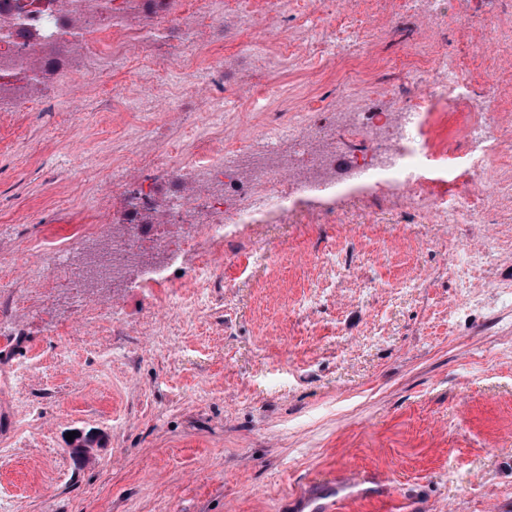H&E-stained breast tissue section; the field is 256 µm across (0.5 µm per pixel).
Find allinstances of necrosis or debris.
<instances>
[{"label":"necrosis or debris","mask_w":512,"mask_h":512,"mask_svg":"<svg viewBox=\"0 0 512 512\" xmlns=\"http://www.w3.org/2000/svg\"><path fill=\"white\" fill-rule=\"evenodd\" d=\"M130 0H70L73 13L84 23L82 34L91 49H98L99 35L116 28ZM149 27L127 35V44L117 50L123 67L152 76L142 54L131 44L161 37L174 10L186 11L196 25L185 37L196 45L200 33L213 25L225 6L242 16L251 27L263 24V13L255 0H137ZM50 35L56 52H65L73 35L58 10L57 0H0V63L45 54L43 35ZM373 32L353 25L326 26L321 35L307 37L303 47L277 42L281 66L315 59L335 64L341 73L340 95L355 85L350 64L373 41ZM414 66L404 68L398 88L402 107L396 112H365L351 106L338 112L303 111L289 118L269 121L256 139L243 141L216 152L184 154L181 146L161 153L133 155L129 167L142 171L169 165L180 176H200L218 184L202 207L191 206L183 195L170 196L166 221L149 226L136 221L137 213L153 204V186L138 180L127 201L124 231L96 264L105 275L121 277L129 267H140L142 293L169 289L168 302L176 308L187 299L172 291L168 270L192 260L204 263L208 253L223 246L228 235L245 236L261 224L291 222L298 208L309 199L332 203L336 198V143L338 140H371V148L350 153L348 171L365 181L376 193L399 198L425 220L456 223L458 216L477 201L488 199L497 182L491 163L494 157L512 152V141L499 132L494 113L478 112L468 128L464 151L435 152L426 127L437 110L471 102L470 70L464 62L441 55L430 59L425 44L409 45ZM466 176L467 187L448 199L431 193L430 186ZM88 227L71 228L67 248L61 249L51 274L44 278L45 293L76 287L84 262L77 252Z\"/></svg>","instance_id":"1"}]
</instances>
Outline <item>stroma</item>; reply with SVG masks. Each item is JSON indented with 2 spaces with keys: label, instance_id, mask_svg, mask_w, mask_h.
Masks as SVG:
<instances>
[{
  "label": "stroma",
  "instance_id": "35a3bbf8",
  "mask_svg": "<svg viewBox=\"0 0 512 512\" xmlns=\"http://www.w3.org/2000/svg\"><path fill=\"white\" fill-rule=\"evenodd\" d=\"M398 4L334 0L336 15L379 32L358 61L373 111L401 107L382 73L408 52L388 36ZM502 4L402 25L435 52L471 57L477 97L494 81L492 110L512 136ZM323 19L293 4L264 28L312 34ZM169 26L140 45L153 63L184 54L195 20L179 12ZM254 38L225 11L165 85L82 45L62 72L0 101V512H286L319 477L344 482L343 512H512V156L477 224H421L397 199L342 184L327 217L306 208L225 242L204 291L184 264L171 280L198 298L187 313L164 292L86 279L103 315L84 321L71 293L45 298L30 278L71 226L93 225L85 243L100 249L120 233L139 178L126 161L158 147L138 105L176 140L183 98L202 109L218 93L236 98L208 142H184L201 151L256 136L271 114L335 103V69L252 68L238 47ZM91 72L103 83L85 81ZM272 81L283 95L256 110ZM471 120L463 106L437 112L428 135L436 149L462 148ZM147 177L160 211L173 192L200 205L210 190L167 167ZM489 234L500 241L489 265L462 269L461 253ZM70 432L95 441L74 453Z\"/></svg>",
  "mask_w": 512,
  "mask_h": 512
}]
</instances>
